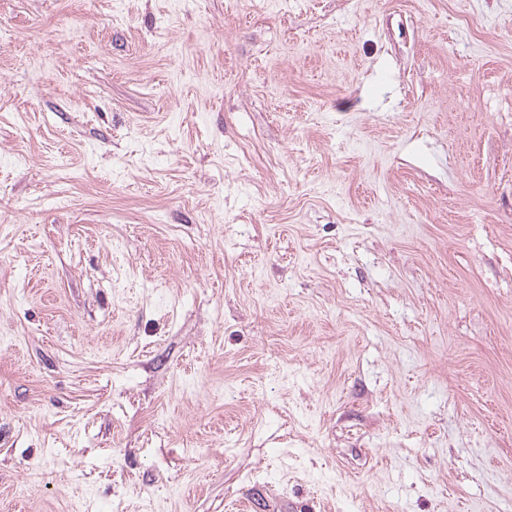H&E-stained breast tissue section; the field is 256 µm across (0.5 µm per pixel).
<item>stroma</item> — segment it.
Listing matches in <instances>:
<instances>
[{
  "instance_id": "35a3bbf8",
  "label": "stroma",
  "mask_w": 512,
  "mask_h": 512,
  "mask_svg": "<svg viewBox=\"0 0 512 512\" xmlns=\"http://www.w3.org/2000/svg\"><path fill=\"white\" fill-rule=\"evenodd\" d=\"M0 512H512V0H0Z\"/></svg>"
}]
</instances>
